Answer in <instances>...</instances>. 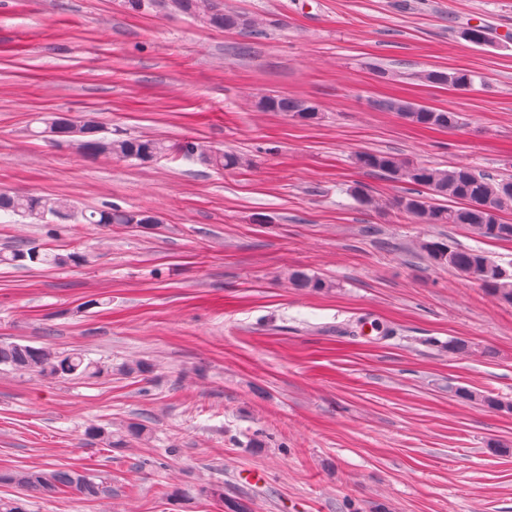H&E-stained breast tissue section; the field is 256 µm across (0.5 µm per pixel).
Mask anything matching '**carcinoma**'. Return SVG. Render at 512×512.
Instances as JSON below:
<instances>
[{
  "instance_id": "cac0c4a2",
  "label": "carcinoma",
  "mask_w": 512,
  "mask_h": 512,
  "mask_svg": "<svg viewBox=\"0 0 512 512\" xmlns=\"http://www.w3.org/2000/svg\"><path fill=\"white\" fill-rule=\"evenodd\" d=\"M173 9L189 14L210 27L234 30L239 33L257 31L256 22L245 14L226 11L220 0H170ZM478 75L471 71L453 73L429 71L424 80L458 89L471 88ZM258 106L265 112H282L306 122L320 119V112L310 100L281 95H265ZM390 111L399 113L413 124L426 129H454L460 125L456 112L440 111L415 105L402 99L384 103ZM42 128L35 136L50 143L67 144L80 156L95 160L100 157L148 164L162 155L198 157L218 168L230 170L241 167L246 160L239 154L205 150L193 139L169 142L147 137H112V132L91 117L52 114L39 118ZM356 164L381 177L416 186V190L394 201V207L421 224H461L475 234L491 240L512 241V224L501 221L500 212L512 207V194L506 191L505 180L469 167L440 169L426 164H414L393 154L362 152ZM441 197L451 201L444 205L435 202ZM19 215L39 223L91 224L107 227L111 224H159L161 219L150 210H123L116 206L90 211L78 210L64 197L39 196L27 192H0V212ZM420 249L436 265L447 266L466 276L490 296L512 305V273L480 249H462L441 240L424 241ZM86 253H54L37 245L22 244L15 249L0 251V265H21L25 261L63 267L85 262ZM291 280L300 288L329 287L323 279L304 271H295ZM12 371L32 373L55 379L93 378L104 372V366L88 360L80 353H60L47 345L40 347L17 342L0 341V366ZM468 400L480 401L496 411H512L489 395L465 393ZM20 491L31 495L53 496L75 493L95 499L107 492L104 482L77 466L57 468L46 465L36 470H16L2 477Z\"/></svg>"
}]
</instances>
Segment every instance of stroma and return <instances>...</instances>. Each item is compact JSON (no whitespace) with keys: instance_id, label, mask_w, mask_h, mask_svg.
Masks as SVG:
<instances>
[{"instance_id":"1","label":"stroma","mask_w":512,"mask_h":512,"mask_svg":"<svg viewBox=\"0 0 512 512\" xmlns=\"http://www.w3.org/2000/svg\"><path fill=\"white\" fill-rule=\"evenodd\" d=\"M223 4L261 35L162 0H0V191L162 218L0 214V249L91 256L0 265V340L107 368L65 380L0 371V499L25 512H512V412L463 397L512 403V306L419 249L443 239L512 271V241L416 223L392 205L410 184L355 163L379 151L512 177V0ZM474 24L492 28L490 43L463 38ZM455 70L482 81L465 91L423 78ZM267 94L310 100L322 117L261 111ZM390 97L462 124L420 128L382 108ZM53 112L247 163L85 160L31 137ZM354 186L377 207L361 208ZM297 270L328 288L293 286ZM134 423L148 439L131 437ZM92 426L122 447L88 442ZM47 464L86 467L110 491L24 497L3 479ZM249 470L261 481H245Z\"/></svg>"}]
</instances>
